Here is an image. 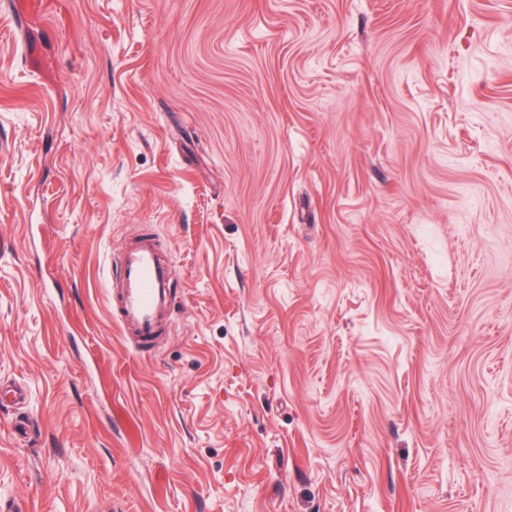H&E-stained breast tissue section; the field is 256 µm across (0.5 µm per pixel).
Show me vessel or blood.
Masks as SVG:
<instances>
[{"mask_svg": "<svg viewBox=\"0 0 512 512\" xmlns=\"http://www.w3.org/2000/svg\"><path fill=\"white\" fill-rule=\"evenodd\" d=\"M117 287L116 308L124 331L137 345H151L172 306L170 268L161 260L153 234L125 246Z\"/></svg>", "mask_w": 512, "mask_h": 512, "instance_id": "obj_1", "label": "vessel or blood"}]
</instances>
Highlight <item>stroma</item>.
Returning <instances> with one entry per match:
<instances>
[{
    "mask_svg": "<svg viewBox=\"0 0 512 512\" xmlns=\"http://www.w3.org/2000/svg\"><path fill=\"white\" fill-rule=\"evenodd\" d=\"M9 382L26 512H512V0H0ZM116 280V308L123 330L133 335L137 347L151 345L172 306L170 268L161 260L152 233L125 246Z\"/></svg>",
    "mask_w": 512,
    "mask_h": 512,
    "instance_id": "stroma-1",
    "label": "stroma"
}]
</instances>
